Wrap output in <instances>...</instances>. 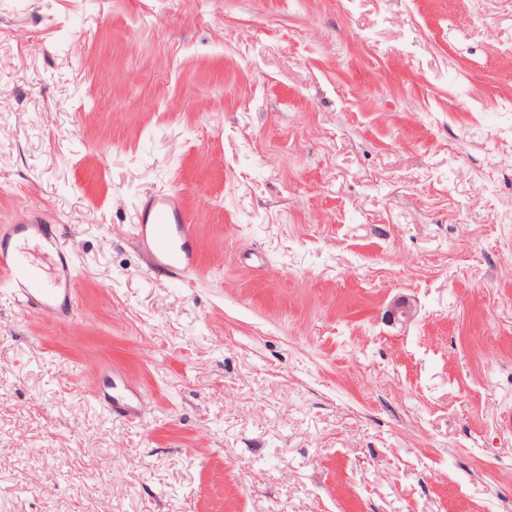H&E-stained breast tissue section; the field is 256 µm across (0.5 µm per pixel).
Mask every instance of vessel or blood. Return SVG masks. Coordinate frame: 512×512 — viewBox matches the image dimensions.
I'll use <instances>...</instances> for the list:
<instances>
[{"label":"vessel or blood","instance_id":"b4317fda","mask_svg":"<svg viewBox=\"0 0 512 512\" xmlns=\"http://www.w3.org/2000/svg\"><path fill=\"white\" fill-rule=\"evenodd\" d=\"M137 222L141 228L150 231V250L157 269L171 273L195 270L196 256L192 249L195 228L177 193L147 195L138 206ZM13 233L10 239L0 237V271L4 272L5 282L21 309L27 312L49 309L56 311L62 319L74 316L78 302L68 284L73 277V266L65 261L67 248L62 234L48 230L43 217L35 215L17 222ZM28 233L38 235L45 251L63 259L60 275L45 278L20 259V248L13 239Z\"/></svg>","mask_w":512,"mask_h":512}]
</instances>
